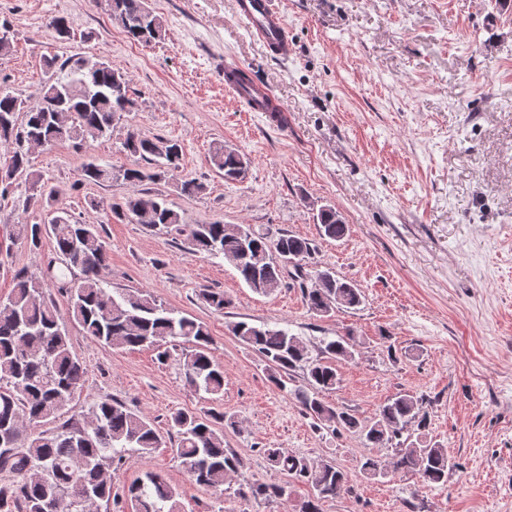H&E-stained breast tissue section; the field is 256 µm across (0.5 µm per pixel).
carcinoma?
Masks as SVG:
<instances>
[{"mask_svg": "<svg viewBox=\"0 0 512 512\" xmlns=\"http://www.w3.org/2000/svg\"><path fill=\"white\" fill-rule=\"evenodd\" d=\"M106 2L131 41L147 45L162 38L163 20L146 6V0ZM44 66L48 77L38 104L0 91V141L17 144L9 154L13 172L26 176L34 191L40 188L42 175L32 170L25 146L68 141L80 147L109 135L116 116L135 106L125 74L104 59L79 56L59 63L50 58ZM123 148L146 161L153 172L148 175L138 166L116 170L92 161L82 167L81 179L95 183L121 179L137 185L176 169L182 157L180 144L134 130L127 134ZM210 161L227 181L240 179L250 165L245 155L224 144L213 145ZM112 213L119 219L173 229L194 252L223 257L248 288L264 296L282 284L286 265L281 260L300 269V262L314 253L310 240L287 233L272 238L243 224H187L166 199L149 191H136L113 206ZM313 221L322 237L340 240L349 232V225L330 206L320 207ZM46 232L55 241L54 260L40 277L16 274L11 293L0 299V472L10 475L9 481L0 483V512H97L102 504L112 502V470L121 464L127 449L148 454L166 441L147 419L112 399L52 429L35 431L65 414L85 377L47 288L65 293L72 319L85 335L108 347H154L164 361L170 357L168 346L179 340L192 344L184 353L185 379L211 401L224 391V370L211 355L205 323L178 314L143 291L116 296L106 291L101 279L106 249L96 225L60 210L47 227L14 225L12 237L37 249ZM244 241L249 264L239 260ZM74 267L82 272L77 281L68 277ZM300 277L311 281L304 295L309 311L316 315L326 316L341 307L355 309L363 303L362 291L355 284L336 278L329 270L302 272ZM231 332L265 359L269 378L277 385L282 384L281 374L299 365L306 367L311 390L299 388L294 395L314 420L356 432L372 448L394 449L391 465L379 456L363 458L358 465L363 476L386 478L403 472L417 475L424 485L447 481L448 471L455 467L448 449L403 437L414 425L424 427L418 399L412 394H397L367 422L347 410H336L319 397L340 382L337 363L353 356V336L323 340L326 359L313 360L298 337L285 329L240 321L231 326ZM169 423L183 470L197 483L223 491L229 475L238 471L239 461L224 448V433L216 425L232 428L234 418L216 409H177ZM264 454L272 466L315 490L300 512H321L323 499L350 487L351 475L330 463L314 466L279 448H266ZM239 495L245 500L282 499L289 496V490L286 485L252 483L248 490H239ZM127 497L134 512H178L177 490L152 470L128 486Z\"/></svg>", "mask_w": 512, "mask_h": 512, "instance_id": "cac0c4a2", "label": "carcinoma"}]
</instances>
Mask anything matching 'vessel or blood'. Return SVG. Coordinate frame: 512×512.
Returning <instances> with one entry per match:
<instances>
[{"label": "vessel or blood", "mask_w": 512, "mask_h": 512, "mask_svg": "<svg viewBox=\"0 0 512 512\" xmlns=\"http://www.w3.org/2000/svg\"><path fill=\"white\" fill-rule=\"evenodd\" d=\"M234 13L246 24L254 40L275 56H287L288 24L284 13L274 5L273 0H234ZM224 86L241 98L249 111L267 113L269 118L275 120L283 110L271 88L264 83L242 86L228 74L224 77Z\"/></svg>", "instance_id": "obj_1"}]
</instances>
